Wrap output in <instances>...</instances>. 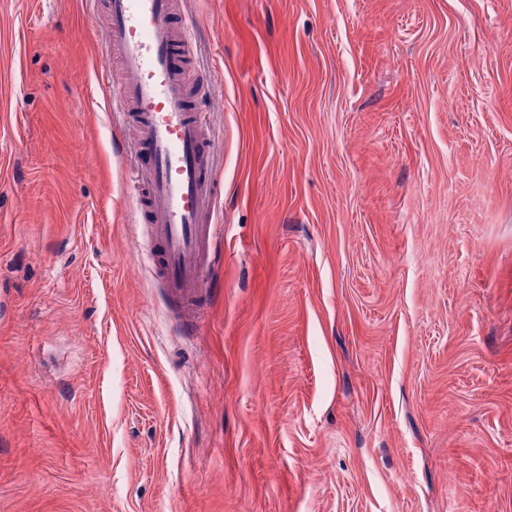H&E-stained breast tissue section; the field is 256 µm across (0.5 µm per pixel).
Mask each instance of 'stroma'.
Returning a JSON list of instances; mask_svg holds the SVG:
<instances>
[{"label":"stroma","instance_id":"stroma-1","mask_svg":"<svg viewBox=\"0 0 512 512\" xmlns=\"http://www.w3.org/2000/svg\"><path fill=\"white\" fill-rule=\"evenodd\" d=\"M182 11L199 319L143 251L105 0H0V512H512V0Z\"/></svg>","mask_w":512,"mask_h":512}]
</instances>
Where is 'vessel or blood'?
Listing matches in <instances>:
<instances>
[{
    "instance_id": "vessel-or-blood-1",
    "label": "vessel or blood",
    "mask_w": 512,
    "mask_h": 512,
    "mask_svg": "<svg viewBox=\"0 0 512 512\" xmlns=\"http://www.w3.org/2000/svg\"><path fill=\"white\" fill-rule=\"evenodd\" d=\"M176 0H107L108 47L122 76L113 102L136 128L134 153L144 177L131 182L134 211L152 228L158 269L167 288L188 305L201 303L210 263L218 177L209 117L191 107L190 85L199 75L186 63L189 27H175Z\"/></svg>"
}]
</instances>
